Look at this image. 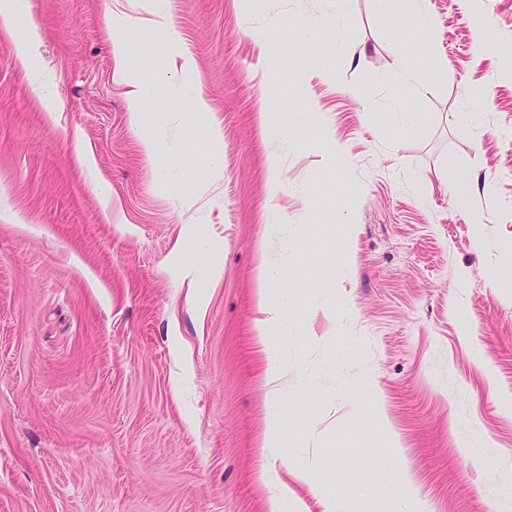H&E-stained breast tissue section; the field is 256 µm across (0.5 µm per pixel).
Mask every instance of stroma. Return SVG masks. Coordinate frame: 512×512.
Returning a JSON list of instances; mask_svg holds the SVG:
<instances>
[{
  "label": "stroma",
  "instance_id": "stroma-1",
  "mask_svg": "<svg viewBox=\"0 0 512 512\" xmlns=\"http://www.w3.org/2000/svg\"><path fill=\"white\" fill-rule=\"evenodd\" d=\"M430 8L29 0L0 30V512H267L287 461L321 488L289 479L300 512H512V0ZM382 14L390 17L412 13L414 18L426 17L427 0H377ZM112 57L113 76L125 85L131 87V89L127 91L131 109L130 118L134 125H138L141 120L142 111L145 107V101L141 93L140 85L127 67L125 51L120 44H114ZM260 304L269 313L273 314L271 319L261 322L257 328L259 342L263 345L269 359L270 366L267 381L272 384L278 382L284 376L285 370L278 365L271 347L270 338L273 336L274 320L278 318V311L272 302V286L270 283H267L264 288H260Z\"/></svg>",
  "mask_w": 512,
  "mask_h": 512
}]
</instances>
